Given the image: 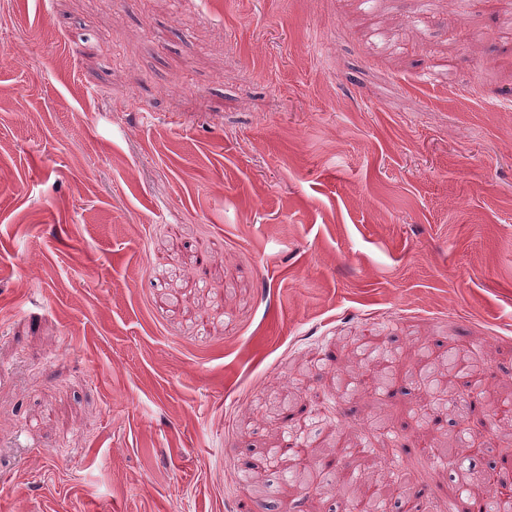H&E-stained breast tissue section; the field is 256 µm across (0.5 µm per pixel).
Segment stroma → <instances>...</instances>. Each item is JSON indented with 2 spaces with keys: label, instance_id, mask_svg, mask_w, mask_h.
<instances>
[{
  "label": "stroma",
  "instance_id": "1",
  "mask_svg": "<svg viewBox=\"0 0 512 512\" xmlns=\"http://www.w3.org/2000/svg\"><path fill=\"white\" fill-rule=\"evenodd\" d=\"M401 329L512 382V0H0V512H313L290 412L443 512ZM358 355L364 361H374L378 366H382L380 371H378V375L372 381L375 391L382 390L393 380L395 363L397 361L396 356L379 347L370 350H367L365 347L361 348ZM312 474L311 469L305 467L288 466V468H282L284 482L300 491L301 498L296 501L297 503L312 499L320 494L321 482H317Z\"/></svg>",
  "mask_w": 512,
  "mask_h": 512
}]
</instances>
